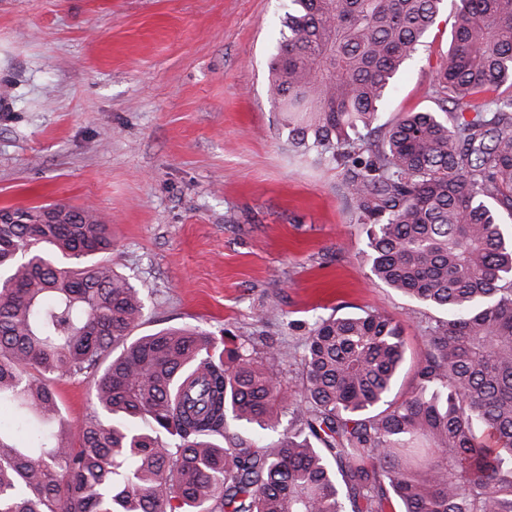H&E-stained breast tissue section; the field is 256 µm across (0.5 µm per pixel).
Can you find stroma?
<instances>
[{
	"mask_svg": "<svg viewBox=\"0 0 512 512\" xmlns=\"http://www.w3.org/2000/svg\"><path fill=\"white\" fill-rule=\"evenodd\" d=\"M288 3L0 0V208L93 207L114 270L144 295L137 335L189 326L256 357L275 348L295 396L316 317H394L402 396L438 313L372 280L343 167L288 146L269 94ZM453 10L444 0L383 121L436 108L429 64ZM52 389L72 428L97 415L92 380Z\"/></svg>",
	"mask_w": 512,
	"mask_h": 512,
	"instance_id": "obj_1",
	"label": "stroma"
}]
</instances>
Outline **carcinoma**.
I'll list each match as a JSON object with an SVG mask.
<instances>
[{"label":"carcinoma","mask_w":512,"mask_h":512,"mask_svg":"<svg viewBox=\"0 0 512 512\" xmlns=\"http://www.w3.org/2000/svg\"><path fill=\"white\" fill-rule=\"evenodd\" d=\"M270 64L288 145L345 166L373 277L447 312L428 327L417 383L381 313L310 328L301 409L281 356L219 349L144 321L92 211L1 208L0 512H512V0L458 2L432 70L438 109L378 123L443 0H290ZM452 108H447V104ZM57 223L44 224L46 212ZM92 378L97 407L71 441L51 381Z\"/></svg>","instance_id":"cac0c4a2"}]
</instances>
